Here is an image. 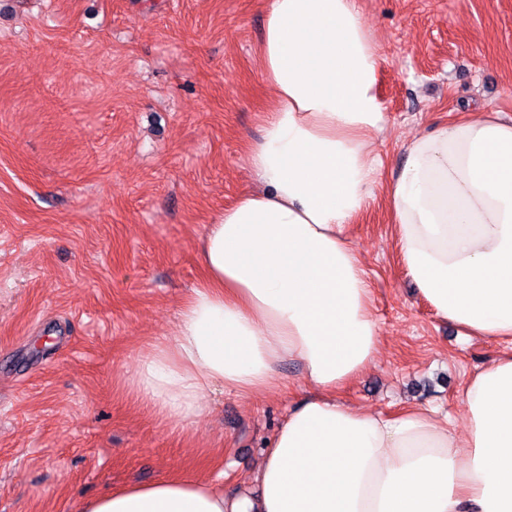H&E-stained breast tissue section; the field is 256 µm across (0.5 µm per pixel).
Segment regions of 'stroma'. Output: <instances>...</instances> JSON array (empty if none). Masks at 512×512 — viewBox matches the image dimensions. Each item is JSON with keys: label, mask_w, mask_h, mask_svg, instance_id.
<instances>
[{"label": "stroma", "mask_w": 512, "mask_h": 512, "mask_svg": "<svg viewBox=\"0 0 512 512\" xmlns=\"http://www.w3.org/2000/svg\"><path fill=\"white\" fill-rule=\"evenodd\" d=\"M265 0H0V512H79L169 475L253 473L298 399L225 392L181 430L126 374L170 334L200 276L198 239L252 181L247 145L271 90ZM380 47L390 179L416 132L486 109L512 119V0H357ZM382 353L339 394L390 414L457 413L500 348L439 319L401 262L383 191L353 223Z\"/></svg>", "instance_id": "stroma-1"}]
</instances>
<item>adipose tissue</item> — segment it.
I'll use <instances>...</instances> for the list:
<instances>
[{"label":"adipose tissue","instance_id":"adipose-tissue-1","mask_svg":"<svg viewBox=\"0 0 512 512\" xmlns=\"http://www.w3.org/2000/svg\"><path fill=\"white\" fill-rule=\"evenodd\" d=\"M259 71L273 96L248 146L254 187L206 224L202 278L173 334L130 382L163 422L190 428L208 394L271 389L302 367L253 480L164 477L80 512H512V121L479 112L415 133L380 183L379 47L356 0H265ZM383 185L403 264L435 314L500 355L468 379L459 416L387 415L336 392L381 354L353 219Z\"/></svg>","mask_w":512,"mask_h":512}]
</instances>
